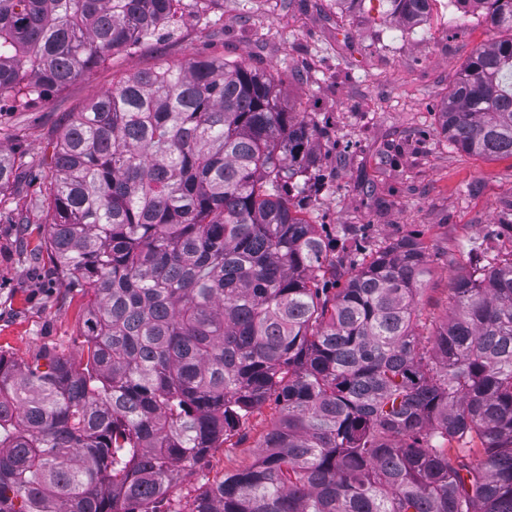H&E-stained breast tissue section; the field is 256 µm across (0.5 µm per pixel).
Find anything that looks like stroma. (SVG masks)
Listing matches in <instances>:
<instances>
[{
  "label": "stroma",
  "mask_w": 512,
  "mask_h": 512,
  "mask_svg": "<svg viewBox=\"0 0 512 512\" xmlns=\"http://www.w3.org/2000/svg\"><path fill=\"white\" fill-rule=\"evenodd\" d=\"M499 36L483 14L453 0H434L412 30L385 19L377 0L351 16L335 0H183L173 27L114 51L65 87L27 101L1 95L0 154L50 171L74 113L120 77L195 57L246 61L278 77L291 110L310 113L322 131L303 214L329 240L346 238L328 287H343L354 254L414 236L430 254L418 307L438 323L450 311L452 281L471 262L512 258V158L461 152L439 132L450 83ZM45 193L41 182H22L0 197V353L20 361L49 349L78 360L88 295L54 274ZM279 416L275 399L257 407L174 497L252 467Z\"/></svg>",
  "instance_id": "35a3bbf8"
}]
</instances>
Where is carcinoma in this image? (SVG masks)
<instances>
[{
	"label": "carcinoma",
	"mask_w": 512,
	"mask_h": 512,
	"mask_svg": "<svg viewBox=\"0 0 512 512\" xmlns=\"http://www.w3.org/2000/svg\"><path fill=\"white\" fill-rule=\"evenodd\" d=\"M182 0H0V91L40 98L147 41ZM433 0H380L405 26ZM506 36L440 107L458 149L512 158V0H472ZM318 124L275 75L192 58L120 79L55 145L44 208L58 279L87 289L84 367L0 354V512H149L251 411L280 417L251 468L166 512H512V259L419 317L423 243L325 288L303 216ZM42 175L0 156V195Z\"/></svg>",
	"instance_id": "carcinoma-1"
}]
</instances>
